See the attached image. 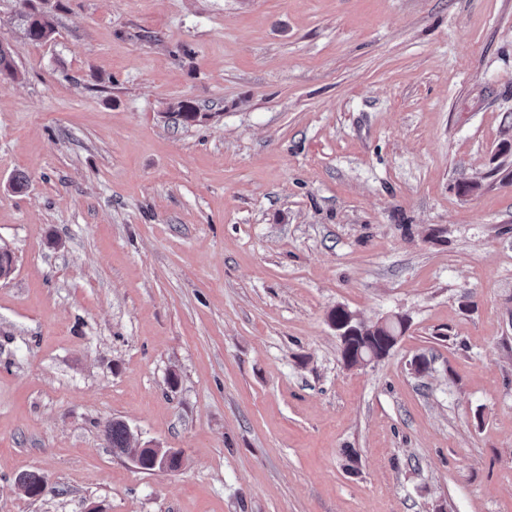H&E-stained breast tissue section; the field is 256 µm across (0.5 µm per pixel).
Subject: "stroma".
<instances>
[{
    "mask_svg": "<svg viewBox=\"0 0 512 512\" xmlns=\"http://www.w3.org/2000/svg\"><path fill=\"white\" fill-rule=\"evenodd\" d=\"M33 3L48 42L0 0V512H512V0ZM339 306L410 326L349 367ZM25 36L32 43H43L54 38L56 25L46 11L29 8L21 13ZM104 437L112 451L118 455H132L137 448H131L132 433L120 420H112L104 427Z\"/></svg>",
    "mask_w": 512,
    "mask_h": 512,
    "instance_id": "obj_1",
    "label": "stroma"
}]
</instances>
